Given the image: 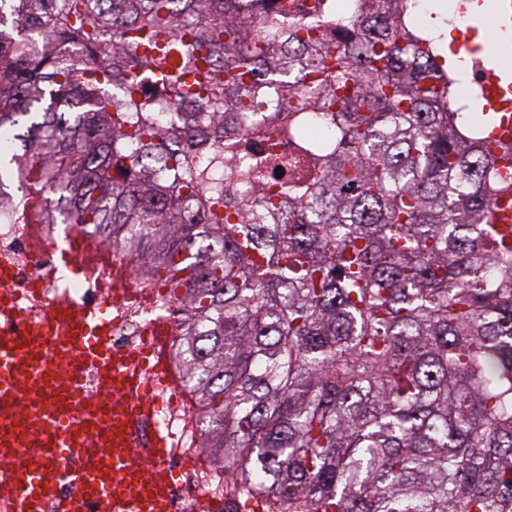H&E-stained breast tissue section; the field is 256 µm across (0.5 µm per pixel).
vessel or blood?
<instances>
[{"label": "vessel or blood", "instance_id": "obj_1", "mask_svg": "<svg viewBox=\"0 0 512 512\" xmlns=\"http://www.w3.org/2000/svg\"><path fill=\"white\" fill-rule=\"evenodd\" d=\"M10 273L0 274V317L20 312V298L10 291ZM112 318L107 308L89 310L70 303L48 304L30 314L16 334H0V460L14 470L8 512H168L172 474L160 459L174 447L175 436L154 420L147 404L129 402L149 385L138 358L122 364L112 356ZM95 373L111 396L85 395L79 369ZM152 425L157 463L135 460L145 425ZM38 439L40 460L26 462L22 450ZM88 445L99 452L89 465L70 462L72 449ZM67 480L75 495L60 497Z\"/></svg>", "mask_w": 512, "mask_h": 512}]
</instances>
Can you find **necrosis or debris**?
Returning <instances> with one entry per match:
<instances>
[{
  "instance_id": "obj_1",
  "label": "necrosis or debris",
  "mask_w": 512,
  "mask_h": 512,
  "mask_svg": "<svg viewBox=\"0 0 512 512\" xmlns=\"http://www.w3.org/2000/svg\"><path fill=\"white\" fill-rule=\"evenodd\" d=\"M57 231L54 224L0 221V265L11 266L14 288L20 293L27 294L31 285L40 284V294L29 297L27 302L33 311L52 302L64 301L90 309L120 302L123 316L113 323L111 331L112 348L118 359H126L141 349L148 340L147 326L153 320H162L166 376L175 380L176 390L163 395L156 419L181 441L180 448L171 451L167 459L168 467L177 473L170 489L168 512H224V469L203 446L200 406L177 359L178 303L169 300L162 288L126 287L123 273L112 264V245L99 236L91 237L78 252L80 275L57 271Z\"/></svg>"
}]
</instances>
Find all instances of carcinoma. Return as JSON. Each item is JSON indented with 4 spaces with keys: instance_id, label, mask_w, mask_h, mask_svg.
I'll return each mask as SVG.
<instances>
[{
    "instance_id": "obj_1",
    "label": "carcinoma",
    "mask_w": 512,
    "mask_h": 512,
    "mask_svg": "<svg viewBox=\"0 0 512 512\" xmlns=\"http://www.w3.org/2000/svg\"><path fill=\"white\" fill-rule=\"evenodd\" d=\"M359 2L338 34L335 0H0V207L179 301L227 493L512 512V140L458 110L411 0ZM285 134L292 162L244 152Z\"/></svg>"
}]
</instances>
